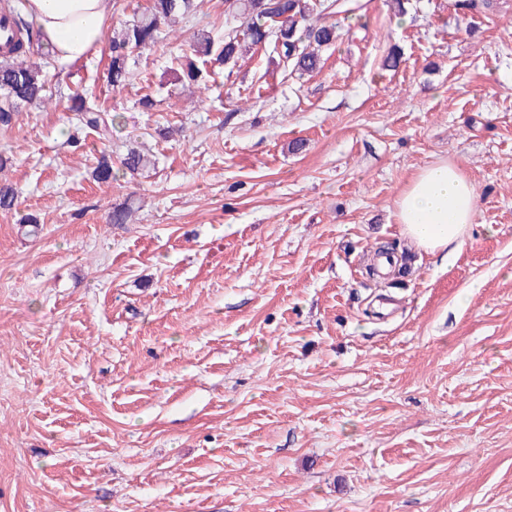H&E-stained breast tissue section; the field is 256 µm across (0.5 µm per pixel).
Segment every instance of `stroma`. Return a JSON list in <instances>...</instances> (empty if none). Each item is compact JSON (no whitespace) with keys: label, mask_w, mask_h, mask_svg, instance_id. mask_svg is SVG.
Masks as SVG:
<instances>
[{"label":"stroma","mask_w":512,"mask_h":512,"mask_svg":"<svg viewBox=\"0 0 512 512\" xmlns=\"http://www.w3.org/2000/svg\"><path fill=\"white\" fill-rule=\"evenodd\" d=\"M365 2L304 79L269 46L180 77L224 0L123 87L108 44L43 60L0 129V512H512V0ZM78 86L110 142L65 112ZM131 147L154 167L93 180ZM443 158L477 191L444 261L393 216ZM382 246L402 276L368 275Z\"/></svg>","instance_id":"obj_1"}]
</instances>
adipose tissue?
<instances>
[{"label":"adipose tissue","mask_w":512,"mask_h":512,"mask_svg":"<svg viewBox=\"0 0 512 512\" xmlns=\"http://www.w3.org/2000/svg\"><path fill=\"white\" fill-rule=\"evenodd\" d=\"M110 0H25L38 41L62 64H73L103 41ZM473 181L441 160L421 169L395 201L405 238L427 254L460 247L476 218Z\"/></svg>","instance_id":"1"}]
</instances>
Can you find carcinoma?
Returning <instances> with one entry per match:
<instances>
[{
  "label": "carcinoma",
  "mask_w": 512,
  "mask_h": 512,
  "mask_svg": "<svg viewBox=\"0 0 512 512\" xmlns=\"http://www.w3.org/2000/svg\"><path fill=\"white\" fill-rule=\"evenodd\" d=\"M225 12L235 21L224 40H215L208 32L198 35L190 49L203 56V64L224 66L233 74L243 50L273 44L283 67L301 79L322 68L321 51L338 39V22L333 17L349 15L360 6L342 0H224ZM493 0H454L455 11L463 15L482 13ZM196 0H151L147 11L125 22L112 37L109 74L118 87L130 74L134 53L152 47L160 37L161 25L173 26L179 19L196 12ZM3 11L11 14L19 31L12 44L13 55L0 56V127H9L15 112L23 105L44 100L45 81L42 68L29 60L35 54L33 32L19 5L9 3ZM65 111L73 115L76 125L95 131L99 139L112 138L113 120L101 109L98 100L87 91L76 89L67 96ZM153 165L152 158L135 147L121 160L123 173L135 176Z\"/></svg>",
  "instance_id": "cac0c4a2"
}]
</instances>
